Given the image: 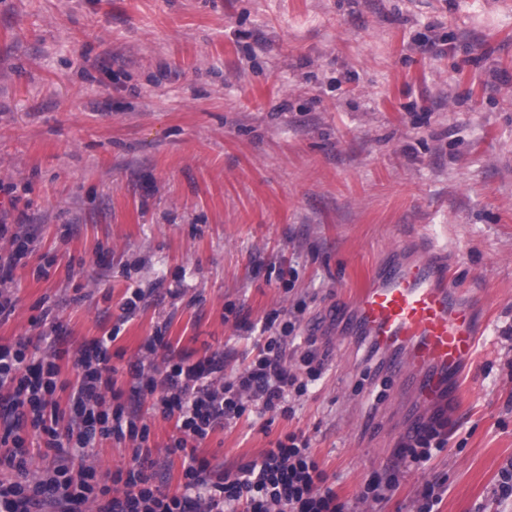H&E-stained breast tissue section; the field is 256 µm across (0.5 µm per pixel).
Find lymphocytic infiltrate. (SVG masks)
Wrapping results in <instances>:
<instances>
[{"instance_id": "lymphocytic-infiltrate-1", "label": "lymphocytic infiltrate", "mask_w": 512, "mask_h": 512, "mask_svg": "<svg viewBox=\"0 0 512 512\" xmlns=\"http://www.w3.org/2000/svg\"><path fill=\"white\" fill-rule=\"evenodd\" d=\"M12 250L0 258V322L15 310L6 283L33 245L30 236L0 224V239ZM143 299L130 289L118 323L102 336L70 349L60 343V325L50 305L40 319L50 331L39 340L20 337L0 343V512H349L310 453L303 432H288L274 447L237 467L224 470L200 456L199 448L227 421L249 409L284 418L294 413L289 395H304L309 381L320 378L316 350H309L307 380L291 373L287 350L295 339L293 322L269 316L266 335L255 337L252 358L232 378L224 376V355L200 358L175 348L165 328L155 327L140 346V359L117 366L123 350L114 349L123 323L132 319ZM162 365H155V358ZM74 377L61 380L63 364ZM173 422L178 435L166 456L182 459L178 491L158 482L160 460L150 446L144 411ZM445 423L431 421L400 446L404 460L419 465L443 444ZM130 446L126 466L101 470L94 463L102 441ZM53 450L50 464L32 475L31 446Z\"/></svg>"}]
</instances>
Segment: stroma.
<instances>
[{"label": "stroma", "mask_w": 512, "mask_h": 512, "mask_svg": "<svg viewBox=\"0 0 512 512\" xmlns=\"http://www.w3.org/2000/svg\"><path fill=\"white\" fill-rule=\"evenodd\" d=\"M0 222L35 237L1 340L38 338L48 296L79 347L137 285L126 359L163 323L228 375L268 314L307 336L389 251L445 252L486 326L429 461L400 458L381 358L339 334L292 418L199 452L232 470L300 430L351 512H418L429 484L437 512H512V0H0Z\"/></svg>", "instance_id": "1"}]
</instances>
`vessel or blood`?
<instances>
[{"instance_id":"obj_1","label":"vessel or blood","mask_w":512,"mask_h":512,"mask_svg":"<svg viewBox=\"0 0 512 512\" xmlns=\"http://www.w3.org/2000/svg\"><path fill=\"white\" fill-rule=\"evenodd\" d=\"M336 329L366 337L381 354L384 374L407 395L406 414L414 429L418 409L441 401L449 376L473 358L482 321L429 250H393L350 310L325 309L317 332Z\"/></svg>"}]
</instances>
